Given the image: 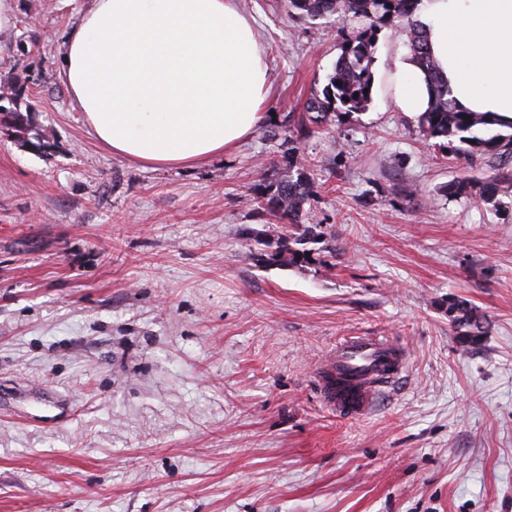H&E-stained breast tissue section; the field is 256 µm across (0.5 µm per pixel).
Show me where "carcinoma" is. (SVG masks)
I'll list each match as a JSON object with an SVG mask.
<instances>
[{
  "mask_svg": "<svg viewBox=\"0 0 512 512\" xmlns=\"http://www.w3.org/2000/svg\"><path fill=\"white\" fill-rule=\"evenodd\" d=\"M418 0H288V8L301 18L334 17L351 26L354 35L346 39L337 58L322 96L306 102L305 111L297 119L295 138H308L322 132L327 122L335 117L363 112L373 101L374 40L377 31L396 23L407 29V47L417 64L430 80L433 97L430 107L419 116L422 135L428 139L443 138L448 153H467V147L482 145L504 159L512 160V133H485L502 121L491 112H458L448 101V84L431 58L424 32L415 20ZM5 122L24 145L48 138L32 128L29 118L18 110L7 111L0 105V122ZM306 164L299 147L288 148V174L261 185L257 194L259 208L274 218L272 226L276 241L265 239L258 243L274 246L265 254L266 262L281 267L303 265L309 260L303 248L313 236V227L304 226L302 213L311 197V184L305 173ZM450 197L465 196L495 210L504 200H512V169L497 173L484 181L461 179L448 184ZM448 323L459 343L478 345L488 334V321L470 301L448 297Z\"/></svg>",
  "mask_w": 512,
  "mask_h": 512,
  "instance_id": "1",
  "label": "carcinoma"
}]
</instances>
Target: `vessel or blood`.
Returning <instances> with one entry per match:
<instances>
[{
	"label": "vessel or blood",
	"instance_id": "1",
	"mask_svg": "<svg viewBox=\"0 0 512 512\" xmlns=\"http://www.w3.org/2000/svg\"><path fill=\"white\" fill-rule=\"evenodd\" d=\"M402 348L382 336H352L319 365L315 381L325 404L350 418L365 415L404 368Z\"/></svg>",
	"mask_w": 512,
	"mask_h": 512
}]
</instances>
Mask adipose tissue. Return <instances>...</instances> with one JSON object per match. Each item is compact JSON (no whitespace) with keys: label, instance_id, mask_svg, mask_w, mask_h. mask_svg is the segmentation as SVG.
<instances>
[{"label":"adipose tissue","instance_id":"adipose-tissue-1","mask_svg":"<svg viewBox=\"0 0 512 512\" xmlns=\"http://www.w3.org/2000/svg\"><path fill=\"white\" fill-rule=\"evenodd\" d=\"M238 0H90L64 43L61 75L90 134L152 167L203 163L265 117L273 78ZM416 20L456 109L512 120V0H421ZM405 112L426 110L424 71L398 55Z\"/></svg>","mask_w":512,"mask_h":512}]
</instances>
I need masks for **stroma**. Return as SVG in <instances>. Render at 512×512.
<instances>
[{
  "instance_id": "35a3bbf8",
  "label": "stroma",
  "mask_w": 512,
  "mask_h": 512,
  "mask_svg": "<svg viewBox=\"0 0 512 512\" xmlns=\"http://www.w3.org/2000/svg\"><path fill=\"white\" fill-rule=\"evenodd\" d=\"M89 0H14L0 85L54 146L0 126V512H512V206L445 194L500 166L449 155L394 102L403 25L379 31L369 109L301 140L311 261L264 264L255 189L348 33L239 0L273 76L233 151L146 167L106 151L60 75ZM460 296L490 322L462 348ZM397 342L366 415L313 372L344 337Z\"/></svg>"
}]
</instances>
